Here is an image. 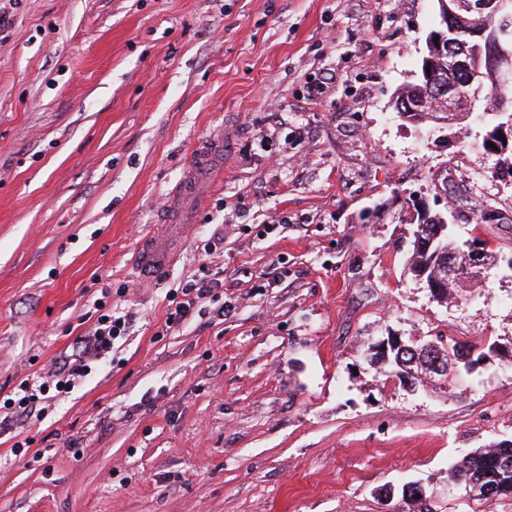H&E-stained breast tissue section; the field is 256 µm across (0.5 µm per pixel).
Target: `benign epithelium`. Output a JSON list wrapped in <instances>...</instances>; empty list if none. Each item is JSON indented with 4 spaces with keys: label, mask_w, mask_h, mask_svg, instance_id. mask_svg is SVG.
<instances>
[{
    "label": "benign epithelium",
    "mask_w": 512,
    "mask_h": 512,
    "mask_svg": "<svg viewBox=\"0 0 512 512\" xmlns=\"http://www.w3.org/2000/svg\"><path fill=\"white\" fill-rule=\"evenodd\" d=\"M438 16L441 29L431 32L429 46L433 52L448 57L449 68L468 74L465 89L439 87L432 73L423 72L426 84L412 86L399 93L395 109L406 119H415L422 112L426 95L435 89L441 101H448V112H462L472 106L484 92L485 79L508 83L512 81V9L507 0H438ZM486 18L497 19V25L489 27ZM497 123L486 129L481 145L485 154L499 155L512 145V100L504 97L493 112ZM504 135L499 139L498 135ZM492 142L496 148L487 146ZM453 213L439 216L440 223L424 231H414L415 247L432 254L437 263L448 267V274L457 272L462 265L475 273L493 267L491 255L484 248L475 246L470 240L464 249L463 261L454 260V255L445 251L443 238L448 236V224Z\"/></svg>",
    "instance_id": "obj_1"
}]
</instances>
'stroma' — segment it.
Wrapping results in <instances>:
<instances>
[{"mask_svg":"<svg viewBox=\"0 0 512 512\" xmlns=\"http://www.w3.org/2000/svg\"><path fill=\"white\" fill-rule=\"evenodd\" d=\"M0 398L72 354L102 289L135 312L111 359L42 420L0 429V512H512L448 479L512 442V186L398 117L437 0H0ZM321 88L310 99V86ZM224 176L171 265L135 274L197 145ZM486 243L482 287L408 271L401 192ZM210 265L230 312L161 335L167 291ZM472 342V372L411 386L389 336ZM30 444L14 455L19 438ZM379 361L388 365L392 372H395L396 376H398L399 372H405L415 379H418V377L412 375L411 370H415L416 367L417 373L418 366H422L421 360H416L414 353H404L402 356L390 354L389 357L377 351L372 353L371 362L378 363Z\"/></svg>","mask_w":512,"mask_h":512,"instance_id":"1","label":"stroma"}]
</instances>
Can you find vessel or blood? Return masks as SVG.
<instances>
[{
	"instance_id": "vessel-or-blood-1",
	"label": "vessel or blood",
	"mask_w": 512,
	"mask_h": 512,
	"mask_svg": "<svg viewBox=\"0 0 512 512\" xmlns=\"http://www.w3.org/2000/svg\"><path fill=\"white\" fill-rule=\"evenodd\" d=\"M224 170V139L211 137L195 151L184 170L179 184L168 197L163 218L164 232L140 240L136 250V266L140 274H147L169 265L173 257L167 250L165 238L184 230L193 207L203 206L211 179Z\"/></svg>"
}]
</instances>
